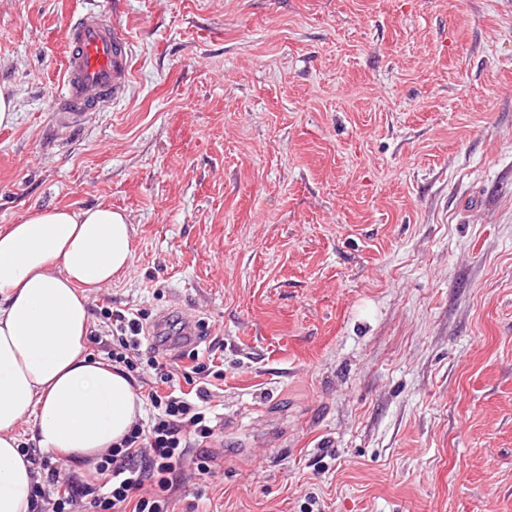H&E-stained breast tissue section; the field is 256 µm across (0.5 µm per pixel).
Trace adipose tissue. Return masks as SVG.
<instances>
[{
  "label": "adipose tissue",
  "mask_w": 512,
  "mask_h": 512,
  "mask_svg": "<svg viewBox=\"0 0 512 512\" xmlns=\"http://www.w3.org/2000/svg\"><path fill=\"white\" fill-rule=\"evenodd\" d=\"M132 232L101 205L0 228V512L34 510L29 449L91 469L143 413L130 378L88 351V295L130 268Z\"/></svg>",
  "instance_id": "ef3b65f1"
}]
</instances>
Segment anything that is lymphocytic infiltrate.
I'll return each mask as SVG.
<instances>
[{
	"label": "lymphocytic infiltrate",
	"instance_id": "f902f5d3",
	"mask_svg": "<svg viewBox=\"0 0 512 512\" xmlns=\"http://www.w3.org/2000/svg\"><path fill=\"white\" fill-rule=\"evenodd\" d=\"M114 369L133 380L153 370L158 383L144 396L146 414L135 419L128 434L96 465L85 481L63 478L53 456L35 457L44 475L34 490L37 512H168L185 462L200 474L210 473L214 456L204 447L215 431L214 395L206 379L214 365L203 352L181 351V373L149 346L139 316L110 312Z\"/></svg>",
	"mask_w": 512,
	"mask_h": 512
}]
</instances>
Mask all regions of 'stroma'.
<instances>
[{"label":"stroma","instance_id":"stroma-1","mask_svg":"<svg viewBox=\"0 0 512 512\" xmlns=\"http://www.w3.org/2000/svg\"><path fill=\"white\" fill-rule=\"evenodd\" d=\"M129 85L55 134L67 27ZM0 226L134 227L103 313L217 345L211 474L169 512H512V0H0Z\"/></svg>","mask_w":512,"mask_h":512}]
</instances>
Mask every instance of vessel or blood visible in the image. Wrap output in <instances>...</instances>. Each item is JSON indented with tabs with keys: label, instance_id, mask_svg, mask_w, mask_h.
<instances>
[{
	"label": "vessel or blood",
	"instance_id": "b4317fda",
	"mask_svg": "<svg viewBox=\"0 0 512 512\" xmlns=\"http://www.w3.org/2000/svg\"><path fill=\"white\" fill-rule=\"evenodd\" d=\"M67 42L64 98L53 113L61 130L81 125L88 113L122 94L130 80L128 38L107 13L72 21Z\"/></svg>",
	"mask_w": 512,
	"mask_h": 512
}]
</instances>
